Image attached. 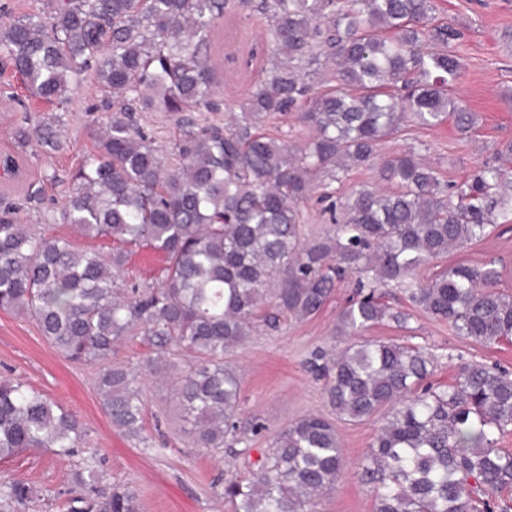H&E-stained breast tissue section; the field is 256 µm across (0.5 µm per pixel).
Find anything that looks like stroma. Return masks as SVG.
Returning a JSON list of instances; mask_svg holds the SVG:
<instances>
[{"instance_id": "obj_1", "label": "stroma", "mask_w": 512, "mask_h": 512, "mask_svg": "<svg viewBox=\"0 0 512 512\" xmlns=\"http://www.w3.org/2000/svg\"><path fill=\"white\" fill-rule=\"evenodd\" d=\"M439 17L463 35L462 68L453 92L476 112L478 127L460 134L452 120L435 127H410L406 138L388 139L379 154L391 156L407 144L421 149L441 181L461 180L478 163L494 156L497 147L512 140V104L503 99L512 90V0H436ZM265 17L247 10L228 11L214 28L211 51L217 61L215 91L220 111L198 112L197 123H223L224 115L238 104L264 76L266 57L258 46L265 39ZM94 86L75 98L67 119V149L58 152H18L13 129L21 112L14 101L0 97V155L16 156L14 173L0 178V192L22 202L30 191H40L41 203L24 204L23 221L49 235L67 236L62 224L61 188L50 177L66 179L79 158L91 150L88 106L96 103ZM494 262L500 273L499 288L512 294V225L498 228L489 238L450 252L419 271L426 279L452 264ZM353 291L351 283L337 288L319 314L306 320L286 318L277 329L259 327L233 353L239 369L242 403L241 428L260 418L265 432L247 436L221 452L197 447L183 420L172 384L154 375L144 378L145 433L148 444L131 441L115 431L102 410L94 386L93 368L60 356L43 339L37 326L24 316L0 310V375L27 382L63 405L84 423L90 439L101 450V466L113 480L131 484L138 492L142 512H228L215 500L216 486L232 478L249 477L254 462L269 449L282 427L309 414L333 417L323 384L310 369L315 352L329 351L343 342L336 336L338 314ZM407 328L385 323L367 331L370 339L421 344L434 350L438 364L433 379L451 381L460 361L498 364L512 371V346H484L449 331L415 306H408ZM378 426L377 419L359 423L337 421L345 470L335 488L322 497L315 512H374L375 489L362 477L361 464ZM72 462L58 460L42 450L23 452L0 461V476L20 479L60 492L71 488Z\"/></svg>"}]
</instances>
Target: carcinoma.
Instances as JSON below:
<instances>
[{
	"mask_svg": "<svg viewBox=\"0 0 512 512\" xmlns=\"http://www.w3.org/2000/svg\"><path fill=\"white\" fill-rule=\"evenodd\" d=\"M232 9L270 20V68L227 123L182 119L178 163L168 166L136 113L220 111L210 36ZM435 11V0H40L16 16L0 4V63L56 111L25 117L17 147L62 148L61 115L89 79L100 100L88 111L102 113L67 185L61 217L74 236L37 232L14 204L0 206V310L34 321L65 359L100 366L112 427L144 444L143 374L112 362L127 337H141L155 353L149 372L172 374L197 446L221 450L245 438L239 370L226 356L261 321L316 316L353 276L336 322V335L353 342L320 355L316 368L337 417L361 422L387 410L362 465L377 486L375 512H512V453L497 447L512 427V373L463 363L452 382L436 384L428 347L355 340L384 322L407 323L385 291L394 285L457 335L512 344V294L498 289L494 263L417 277L512 214V141L460 183H441L413 147L377 160L381 142L411 123L432 127L451 115L462 134L476 128L452 93L461 34ZM294 110L313 130L302 146L257 127ZM367 166L389 188L344 201L323 195L332 230L307 240L301 204L315 180ZM81 238L119 247L105 253ZM143 243L165 257L157 285L121 279L123 246ZM26 450L83 456L65 512H140L133 487L96 468L99 449L75 414L1 376L0 460ZM343 473L335 424L307 416L278 431L251 477L228 480L220 496L231 512H311ZM47 495L0 480L7 504Z\"/></svg>",
	"mask_w": 512,
	"mask_h": 512,
	"instance_id": "1",
	"label": "carcinoma"
}]
</instances>
